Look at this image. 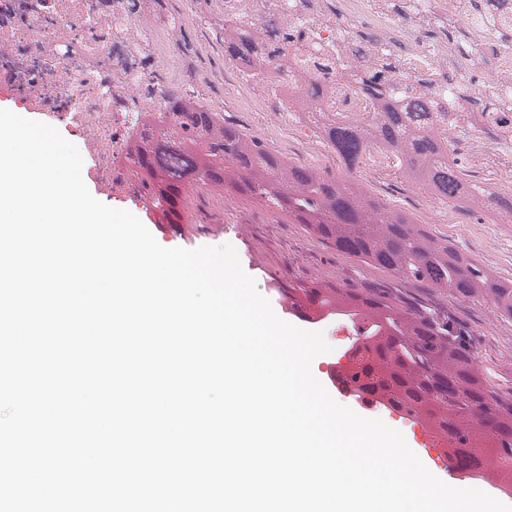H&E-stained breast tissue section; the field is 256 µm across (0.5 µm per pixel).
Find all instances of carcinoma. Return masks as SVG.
Listing matches in <instances>:
<instances>
[{
  "label": "carcinoma",
  "instance_id": "cac0c4a2",
  "mask_svg": "<svg viewBox=\"0 0 512 512\" xmlns=\"http://www.w3.org/2000/svg\"><path fill=\"white\" fill-rule=\"evenodd\" d=\"M224 58L251 72L264 59L241 28L224 27ZM379 72L362 92L381 100L380 111L347 124L319 122L325 140L353 170L372 149L398 162L401 176L465 209L477 196L497 214H512V199L488 192L448 159L455 142L436 136L425 102L403 104L382 98ZM116 179L133 199L160 210L169 224L191 211L193 198L224 190L246 198L280 224H299L312 238L357 262L382 270L389 280H345L329 288L321 307L338 318L365 323L362 374L381 390L382 403L423 421L442 444L452 438L469 444V465L484 454L500 459L496 480L512 488V390H503L478 368L479 334L448 308L452 300L492 302L512 319V279L428 236L412 216L390 208L365 185L347 175L297 166L248 139L198 103L171 95L161 119L147 112L129 142ZM401 281L425 286L416 293Z\"/></svg>",
  "mask_w": 512,
  "mask_h": 512
}]
</instances>
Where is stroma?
<instances>
[{
	"mask_svg": "<svg viewBox=\"0 0 512 512\" xmlns=\"http://www.w3.org/2000/svg\"><path fill=\"white\" fill-rule=\"evenodd\" d=\"M138 17L159 26L176 24L181 55L180 85L194 101L221 113L226 124L260 140L269 150L296 165L314 166L336 174L352 173L387 205L410 212L428 235L448 244L496 274L512 279V224H496L487 208L448 210L421 186L401 178L397 168L347 170L318 129L305 121L274 115L268 89L247 84L238 68L224 57V17L206 0H141ZM195 221L180 225L176 246L232 245L243 270L253 277L259 293L277 303L282 284H311L314 277L335 283L378 279L382 273L336 254L306 236L300 225L279 224L252 208L240 196L217 192L199 202ZM453 309L481 335L479 361L495 383L512 385V322L493 304L473 307L456 301Z\"/></svg>",
	"mask_w": 512,
	"mask_h": 512,
	"instance_id": "1",
	"label": "stroma"
}]
</instances>
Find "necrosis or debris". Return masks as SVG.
Segmentation results:
<instances>
[{
	"label": "necrosis or debris",
	"instance_id": "4bbe7bcc",
	"mask_svg": "<svg viewBox=\"0 0 512 512\" xmlns=\"http://www.w3.org/2000/svg\"><path fill=\"white\" fill-rule=\"evenodd\" d=\"M226 23L252 32L279 112L317 108L345 123L377 110L360 66H388L383 91L438 103L437 133L461 132L475 166L512 194V126L489 147L484 125L466 116L487 97L512 108V0H209ZM149 51L167 83L141 94ZM174 28L135 18L126 0H0V87L81 134L104 183H112L141 113H161L179 88ZM329 94L313 102L296 81Z\"/></svg>",
	"mask_w": 512,
	"mask_h": 512
}]
</instances>
